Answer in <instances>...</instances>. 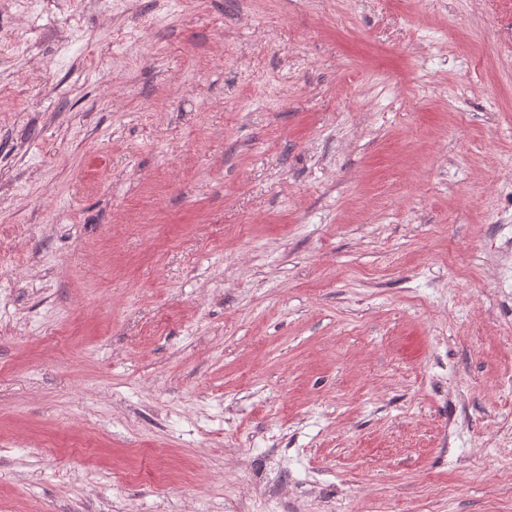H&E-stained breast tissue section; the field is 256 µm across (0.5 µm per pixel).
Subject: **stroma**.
Segmentation results:
<instances>
[{
    "label": "stroma",
    "instance_id": "stroma-1",
    "mask_svg": "<svg viewBox=\"0 0 512 512\" xmlns=\"http://www.w3.org/2000/svg\"><path fill=\"white\" fill-rule=\"evenodd\" d=\"M16 28L0 512H512V0Z\"/></svg>",
    "mask_w": 512,
    "mask_h": 512
}]
</instances>
